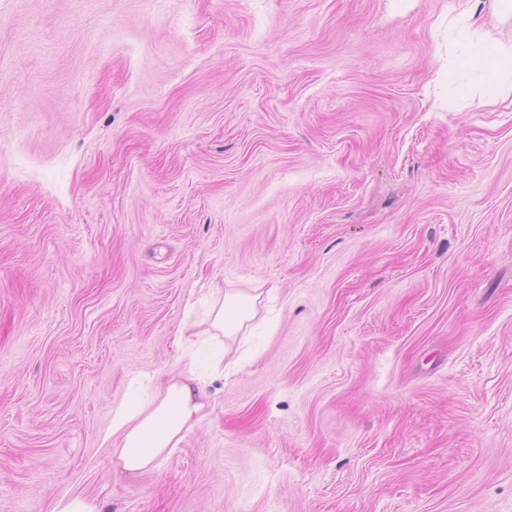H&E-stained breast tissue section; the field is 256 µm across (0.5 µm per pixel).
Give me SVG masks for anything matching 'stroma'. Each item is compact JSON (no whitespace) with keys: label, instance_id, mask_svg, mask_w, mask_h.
I'll list each match as a JSON object with an SVG mask.
<instances>
[{"label":"stroma","instance_id":"obj_1","mask_svg":"<svg viewBox=\"0 0 512 512\" xmlns=\"http://www.w3.org/2000/svg\"><path fill=\"white\" fill-rule=\"evenodd\" d=\"M462 0H0V512H512V90ZM261 295L218 344L225 292ZM204 371L156 467L102 447ZM471 26L461 33V39L468 45L469 53L479 56L482 61V70L486 83L492 88H497L501 72L506 69L505 63L512 60V46L497 45L494 54H485L484 47L488 42H475L471 39Z\"/></svg>","mask_w":512,"mask_h":512}]
</instances>
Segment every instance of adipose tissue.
I'll return each instance as SVG.
<instances>
[{"label": "adipose tissue", "instance_id": "1", "mask_svg": "<svg viewBox=\"0 0 512 512\" xmlns=\"http://www.w3.org/2000/svg\"><path fill=\"white\" fill-rule=\"evenodd\" d=\"M258 302L255 295L225 292L211 310L210 334L235 338L256 318ZM203 407L201 379L194 370H186L179 378L160 382L150 402L121 400L112 410V424L101 445L113 450L126 473L150 469L178 447Z\"/></svg>", "mask_w": 512, "mask_h": 512}]
</instances>
